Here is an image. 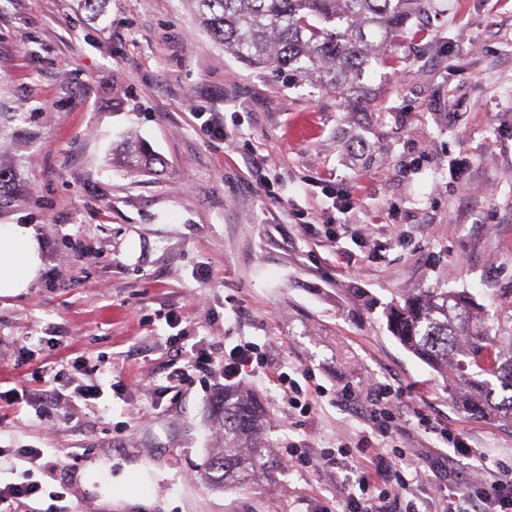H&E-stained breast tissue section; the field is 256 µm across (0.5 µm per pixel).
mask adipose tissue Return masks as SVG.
Masks as SVG:
<instances>
[{
    "label": "adipose tissue",
    "instance_id": "obj_1",
    "mask_svg": "<svg viewBox=\"0 0 512 512\" xmlns=\"http://www.w3.org/2000/svg\"><path fill=\"white\" fill-rule=\"evenodd\" d=\"M42 268V242L35 228L29 224H0V297L25 292Z\"/></svg>",
    "mask_w": 512,
    "mask_h": 512
}]
</instances>
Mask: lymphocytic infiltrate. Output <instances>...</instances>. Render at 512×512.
<instances>
[{
  "instance_id": "1",
  "label": "lymphocytic infiltrate",
  "mask_w": 512,
  "mask_h": 512,
  "mask_svg": "<svg viewBox=\"0 0 512 512\" xmlns=\"http://www.w3.org/2000/svg\"><path fill=\"white\" fill-rule=\"evenodd\" d=\"M268 361L260 354L256 343L238 341L224 354L221 367L225 381L239 379L246 371L267 369ZM273 380L282 392V401L289 419L310 417L321 396L318 389L300 383L285 371H276ZM369 403L360 416L372 431L388 436L401 428L397 413L401 392L390 382L377 381L366 389ZM43 451L39 448L20 449L16 458L23 464L18 481L0 486V512H71L66 505V495L56 491L44 493L43 486L34 478ZM346 442L336 447L315 449L309 443H291L288 449L290 464L301 468L344 470L340 488L343 493V510L327 504L322 512H387L390 503L410 494L411 485L402 466L408 463V451L403 446L392 445L386 454L385 466L374 462L348 464ZM49 496L48 506H41L42 496ZM440 512H512V471L499 465L480 464L468 484L466 498L455 492L442 497Z\"/></svg>"
}]
</instances>
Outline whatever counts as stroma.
I'll use <instances>...</instances> for the list:
<instances>
[{
    "label": "stroma",
    "instance_id": "obj_1",
    "mask_svg": "<svg viewBox=\"0 0 512 512\" xmlns=\"http://www.w3.org/2000/svg\"><path fill=\"white\" fill-rule=\"evenodd\" d=\"M390 53L345 108L242 65L187 0H109L95 19L76 0H0V164L26 188L0 224L35 225L44 245L39 279L0 297V387L82 355L92 367L73 382L103 390L46 417L0 407V448L42 449L50 492L72 455L73 512H320L335 474L289 466L286 448L357 442L341 390L367 375L402 391L407 512L462 490L478 464L441 461L418 415L512 468V425L465 410L388 325L429 288L465 293L485 320L512 295V0H438ZM211 117L225 138L207 135ZM131 144L160 171L121 168ZM31 336L56 342L17 366ZM241 337L326 395L304 426L267 425L268 475L215 489L200 474L224 381L169 368L177 346L219 359Z\"/></svg>",
    "mask_w": 512,
    "mask_h": 512
}]
</instances>
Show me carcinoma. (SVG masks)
Returning <instances> with one entry per match:
<instances>
[{
	"mask_svg": "<svg viewBox=\"0 0 512 512\" xmlns=\"http://www.w3.org/2000/svg\"><path fill=\"white\" fill-rule=\"evenodd\" d=\"M199 25L247 66H271L298 79H314L350 102L364 88L372 62H385L390 42L408 23L428 15L435 0H188ZM160 159L129 148L125 167L152 173ZM489 325L473 315L464 294L431 288L389 312L398 341L428 363L465 407L512 423V301ZM224 447L202 469L206 485L222 488L267 474L270 449L261 442L265 412L251 396L226 392L211 404Z\"/></svg>",
	"mask_w": 512,
	"mask_h": 512,
	"instance_id": "cac0c4a2",
	"label": "carcinoma"
}]
</instances>
